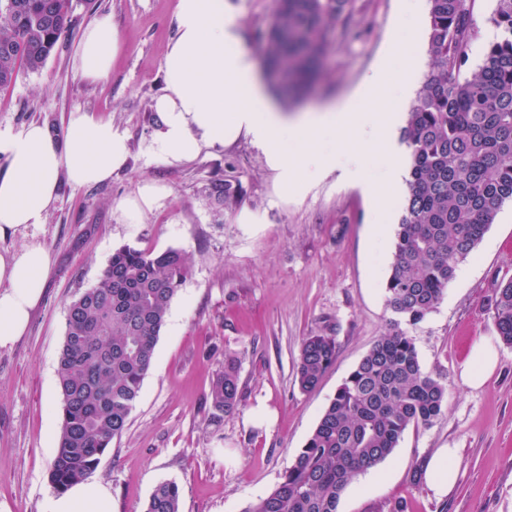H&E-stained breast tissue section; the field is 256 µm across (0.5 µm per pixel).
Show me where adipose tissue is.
Returning <instances> with one entry per match:
<instances>
[{
  "label": "adipose tissue",
  "instance_id": "1",
  "mask_svg": "<svg viewBox=\"0 0 512 512\" xmlns=\"http://www.w3.org/2000/svg\"><path fill=\"white\" fill-rule=\"evenodd\" d=\"M242 15L233 0H178L176 36L164 57L166 88L154 104L160 116L157 145L165 157L194 158L201 148H220L238 135L263 148L280 181L299 184L300 172L286 152L288 143L309 148L305 161L325 170L340 169L370 199L376 187L361 180V151L378 149L392 179H400L402 145L396 113L382 111L389 92L385 73L365 76L353 100L290 118L262 81L242 40ZM118 50L112 17L101 13L86 25L76 49L82 74L106 79ZM344 135L346 158L313 154L312 145L327 130ZM128 157V137L111 122L88 112L71 113L64 134L29 123L0 130V235L36 233L58 198L60 179L75 186L109 181ZM50 252L38 241L0 251V348L24 336L44 293ZM42 512H112V493L95 479L73 484L45 498Z\"/></svg>",
  "mask_w": 512,
  "mask_h": 512
}]
</instances>
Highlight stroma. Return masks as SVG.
<instances>
[{
    "instance_id": "1",
    "label": "stroma",
    "mask_w": 512,
    "mask_h": 512,
    "mask_svg": "<svg viewBox=\"0 0 512 512\" xmlns=\"http://www.w3.org/2000/svg\"><path fill=\"white\" fill-rule=\"evenodd\" d=\"M178 0H73L74 26L35 73H21L0 91V130L36 121L64 132L70 112H91L128 136L126 166L91 187L59 185L58 199L37 233L53 257L43 298L28 329L0 349V503L9 512H41L54 491L48 475L57 446L61 397L57 366L69 303L93 287L113 250L124 245L183 251L190 263L174 295L155 358L123 435L94 476L112 491V512H143L154 488L176 483L181 512H241L270 492L302 448L338 387L385 332L392 318L384 285L403 214L405 186L386 182L374 150L362 164L365 181L385 200L374 208L340 172L312 175L293 193L281 185L263 151L239 136L170 162L156 149L160 118L153 108L164 87L163 61L176 35ZM243 41L257 64L277 0H234ZM356 33L337 35L303 112L349 96L363 78L387 65L400 82L398 48L428 50V0L406 34L403 0H354ZM107 13L119 49L109 76L90 82L74 53L86 24ZM238 186L235 203L211 204V180ZM165 189L139 223L120 204L141 186ZM390 233L375 239L372 227ZM512 279V202L499 210L484 238L460 265L443 300L408 333L425 370L448 382V408L427 428L409 429L394 454L357 475L338 512H512V347L500 342L490 302ZM337 340L336 361L316 389L295 383L305 336ZM494 341L498 365L478 388L462 378L473 344ZM240 361L244 399L220 424L210 423L205 398L224 368ZM441 448L454 449L455 486L436 497L420 477Z\"/></svg>"
}]
</instances>
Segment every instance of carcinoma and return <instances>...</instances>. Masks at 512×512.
Masks as SVG:
<instances>
[{"mask_svg":"<svg viewBox=\"0 0 512 512\" xmlns=\"http://www.w3.org/2000/svg\"><path fill=\"white\" fill-rule=\"evenodd\" d=\"M431 67L402 129L410 152L386 303L390 328L337 389L303 448L268 494L242 512H338L353 478L388 459L411 427H429L448 407L445 378L424 370L414 327L440 304L459 265L512 201V0H496L489 22L502 33L478 70L462 75L476 28L474 0H429ZM354 0H278L266 61L282 96L297 94L333 44L351 30ZM72 26V0H0V90L21 72L40 71ZM238 188L210 182L208 196L229 207ZM189 274L184 252L123 245L97 284L67 307L58 364L61 430L50 481L62 492L89 478L121 436L151 368L172 298ZM498 335L512 347V279L491 301ZM336 336L302 339L295 383L313 391L336 359ZM244 397L240 365L207 394L220 423ZM144 512H181L179 486L162 482Z\"/></svg>","mask_w":512,"mask_h":512,"instance_id":"cac0c4a2","label":"carcinoma"}]
</instances>
